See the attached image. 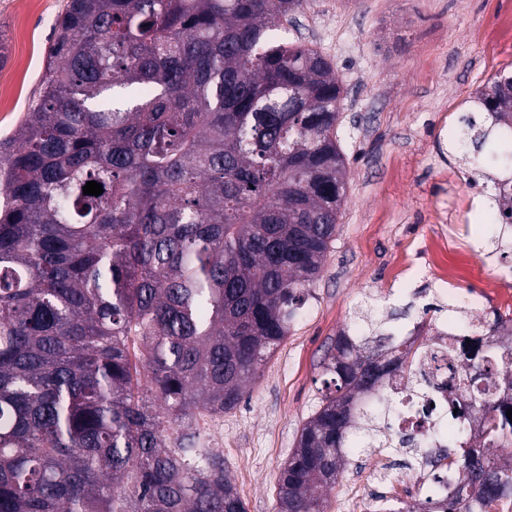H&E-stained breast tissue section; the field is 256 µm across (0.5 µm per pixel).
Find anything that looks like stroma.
<instances>
[{
    "label": "stroma",
    "instance_id": "stroma-1",
    "mask_svg": "<svg viewBox=\"0 0 512 512\" xmlns=\"http://www.w3.org/2000/svg\"><path fill=\"white\" fill-rule=\"evenodd\" d=\"M65 0H0V138L11 135L39 87ZM512 0H308L289 40L329 59L342 81L339 139L349 187L339 230L302 318L262 366L241 402L195 428L224 459L247 512H276L277 477L325 390L333 340L365 321L428 337L481 285L486 310L508 313L512 248L497 253L489 204L448 153V135L475 89L512 66ZM447 235L458 274L440 292L427 244ZM404 451L358 448L327 493V512H369L378 498L425 502Z\"/></svg>",
    "mask_w": 512,
    "mask_h": 512
}]
</instances>
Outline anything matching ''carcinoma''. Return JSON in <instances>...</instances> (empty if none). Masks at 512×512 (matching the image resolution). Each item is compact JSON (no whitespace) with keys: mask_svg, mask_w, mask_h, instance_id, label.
<instances>
[{"mask_svg":"<svg viewBox=\"0 0 512 512\" xmlns=\"http://www.w3.org/2000/svg\"><path fill=\"white\" fill-rule=\"evenodd\" d=\"M306 0H67L37 97L0 141V512H247L195 415L242 400L300 319L347 195L342 85L282 22ZM449 142L512 230V72ZM88 181L99 196L83 194ZM499 314L460 368L464 477L428 512L512 503V431L478 383L512 387ZM417 339L340 332L278 480V512H326L353 449L412 448L390 381ZM179 430L176 447L170 432Z\"/></svg>","mask_w":512,"mask_h":512,"instance_id":"1","label":"carcinoma"}]
</instances>
